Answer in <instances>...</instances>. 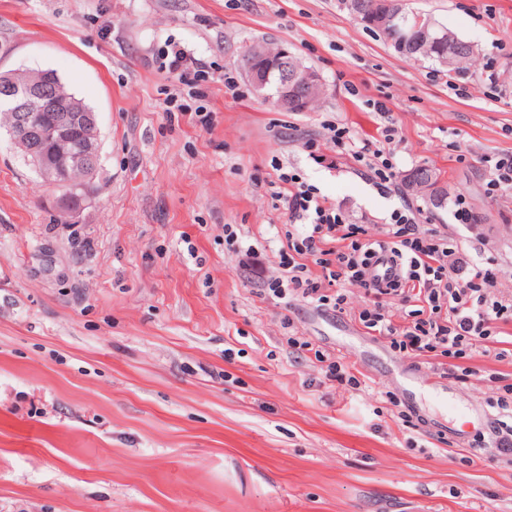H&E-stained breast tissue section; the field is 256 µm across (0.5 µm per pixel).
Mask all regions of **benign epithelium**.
Returning a JSON list of instances; mask_svg holds the SVG:
<instances>
[{"label":"benign epithelium","instance_id":"benign-epithelium-1","mask_svg":"<svg viewBox=\"0 0 512 512\" xmlns=\"http://www.w3.org/2000/svg\"><path fill=\"white\" fill-rule=\"evenodd\" d=\"M356 20L375 30L395 20L386 9L370 8L363 0H338ZM416 36L412 46L425 37L441 43V25L421 15L414 17ZM286 49L273 52L263 43L247 49L243 67L258 91L265 90L270 75L278 79L276 105L283 111H304L310 105L311 85L321 83L307 66L289 60ZM0 103L12 118L7 132L13 145L53 186L71 184L75 169L95 173L100 159L99 130L95 113L60 91L54 74L42 71L31 77L0 72Z\"/></svg>","mask_w":512,"mask_h":512}]
</instances>
